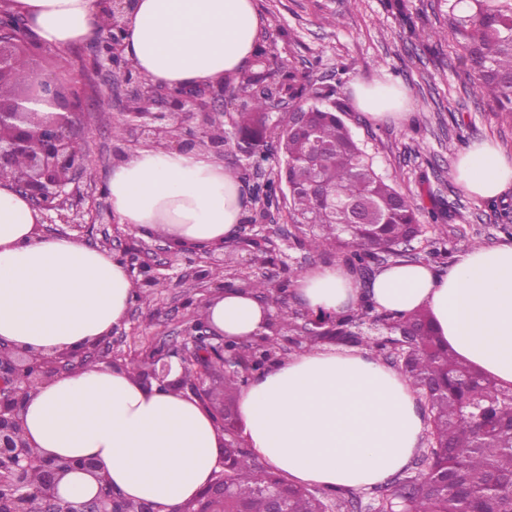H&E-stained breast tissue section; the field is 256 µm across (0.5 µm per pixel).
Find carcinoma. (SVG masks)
Here are the masks:
<instances>
[{"instance_id": "1", "label": "carcinoma", "mask_w": 512, "mask_h": 512, "mask_svg": "<svg viewBox=\"0 0 512 512\" xmlns=\"http://www.w3.org/2000/svg\"><path fill=\"white\" fill-rule=\"evenodd\" d=\"M450 31L473 72L471 93L493 99L512 113V0H444ZM239 102L231 124L208 118L207 131L224 135L237 173L247 176L270 159L257 128L269 120L273 95L286 96L304 111L300 134H276L284 167L278 182L252 186L267 207L288 201L296 241L313 251H334L362 278L373 274L381 254H393L421 233L419 208L375 168L339 112V104L292 62L269 57L259 46L254 65L224 81ZM321 333L308 334L309 320L278 308L276 331L298 337L302 350L315 345L365 344L376 356L399 353L401 370L421 391L430 412V447L423 472L374 488L376 512H512V387L503 388L458 360L442 345L429 316L380 312L366 299L349 314L319 313ZM409 337L413 345H400ZM245 382L240 371L224 372V512H268L270 493L283 495L285 512H327L318 492L294 486L254 457L241 440L233 398Z\"/></svg>"}]
</instances>
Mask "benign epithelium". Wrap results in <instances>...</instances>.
<instances>
[{
  "mask_svg": "<svg viewBox=\"0 0 512 512\" xmlns=\"http://www.w3.org/2000/svg\"><path fill=\"white\" fill-rule=\"evenodd\" d=\"M112 17L110 29L101 32L91 43L85 59L97 78L104 81L96 102L112 105L116 94L123 99L148 93L150 107L142 112H127L126 124L145 144L161 148L171 145L183 151H211L224 158V141H214L204 132L202 118L207 112H196L200 102L210 108H227L224 90L180 93L155 84L144 87L140 78L123 56V35L127 16L136 0H102ZM46 56V49L29 35L25 20L6 9L0 10V171L13 172L15 188L37 209L54 212L61 221L73 223L75 218L62 213L70 196L69 185L85 170V159L74 154L76 139L73 117L88 108L79 76L62 79L46 77L32 68V86L19 89L14 85L13 68L17 61L33 62ZM31 104H45L48 112H37ZM201 117L191 128L185 119ZM112 250L137 270L146 284L156 278V267L135 258L130 239L112 244ZM256 338L229 341L207 323L198 320L186 330L180 344L163 345L145 351L138 357L141 378L147 384L155 381L176 390H189L199 398L207 395L205 381L213 373V360L220 359L226 370L242 368L253 355ZM112 336H102L78 351H54L38 361L21 346L0 340V512H125L123 497L100 476L97 494L83 502L61 498L57 486L62 477L73 470L95 473L98 465L92 458L78 463L48 458L23 438L21 415L26 398L38 385L75 372L81 367L103 361L118 365L121 359L110 357ZM181 368L195 367V378L171 377L172 359ZM224 472L215 474L205 489L196 512H213L211 504L224 500Z\"/></svg>",
  "mask_w": 512,
  "mask_h": 512,
  "instance_id": "obj_1",
  "label": "benign epithelium"
}]
</instances>
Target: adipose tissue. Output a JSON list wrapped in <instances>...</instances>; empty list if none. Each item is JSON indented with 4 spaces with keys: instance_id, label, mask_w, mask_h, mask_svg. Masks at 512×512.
<instances>
[{
    "instance_id": "adipose-tissue-1",
    "label": "adipose tissue",
    "mask_w": 512,
    "mask_h": 512,
    "mask_svg": "<svg viewBox=\"0 0 512 512\" xmlns=\"http://www.w3.org/2000/svg\"><path fill=\"white\" fill-rule=\"evenodd\" d=\"M48 49L94 40L108 22L99 0H11ZM125 55L151 82L205 87L245 68L259 34L254 0H138L126 23ZM356 106L379 118L409 103L405 90L355 78ZM455 177L475 198L512 186V156L490 140L471 144ZM112 210L136 234L203 250L230 240L243 217L240 181L207 151L145 145L107 175ZM41 212L0 176V339L48 353L79 350L120 326L137 298L110 251L38 233ZM313 310L343 312L363 294L344 268L301 276ZM380 310L428 308L449 349L500 385L512 386V244L475 247L448 273L398 262L374 278ZM271 310L239 289L212 296L205 322L229 339L268 332ZM251 452L290 482L328 491L368 489L409 466L425 419L417 395L393 368L359 347L317 346L256 374L238 392ZM32 446L50 456L92 457L129 501L177 512L224 463V435L197 398L145 385L129 365H89L39 386L23 412Z\"/></svg>"
}]
</instances>
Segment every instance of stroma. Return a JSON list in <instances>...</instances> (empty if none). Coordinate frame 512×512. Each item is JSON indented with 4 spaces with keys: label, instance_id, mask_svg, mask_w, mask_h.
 Returning a JSON list of instances; mask_svg holds the SVG:
<instances>
[{
    "label": "stroma",
    "instance_id": "stroma-1",
    "mask_svg": "<svg viewBox=\"0 0 512 512\" xmlns=\"http://www.w3.org/2000/svg\"><path fill=\"white\" fill-rule=\"evenodd\" d=\"M404 2L407 14L402 17L388 9L387 0H255L260 18L257 42L288 58L317 85L335 87L336 99L346 109V123L373 156L379 172L420 207L421 236L410 247H399L397 256L381 255L379 267L400 259L423 262L444 273L474 242L485 247L512 243V235L503 231L498 219L502 209L512 208V187L493 199H475L452 176L459 155L473 141L489 139L512 153V115L499 111L492 100L472 97L469 64L454 39L433 37V30L443 25L440 0ZM412 23L424 30L421 40L410 39ZM383 75L406 89L412 106L405 118L374 120L356 109L354 77ZM117 115V110L97 107L76 117L85 172L69 190L72 207L84 222L79 226L48 222L45 235L72 236L95 248L128 235L125 225L107 215L111 201L99 193L114 157L112 126ZM280 168L279 157H272L241 182L244 213L256 216L269 239L265 249L226 244L223 264L212 267L206 280L194 276V264L184 257L156 253L161 276L141 286L143 299L130 306L119 326L113 354L129 355L148 345L171 342L197 318L188 298L208 299L220 280L247 276L272 286L287 282L283 295L287 306L306 313L295 279L338 264L339 258L331 251L313 253L295 244L287 204L257 215L252 185L277 179Z\"/></svg>",
    "mask_w": 512,
    "mask_h": 512
}]
</instances>
